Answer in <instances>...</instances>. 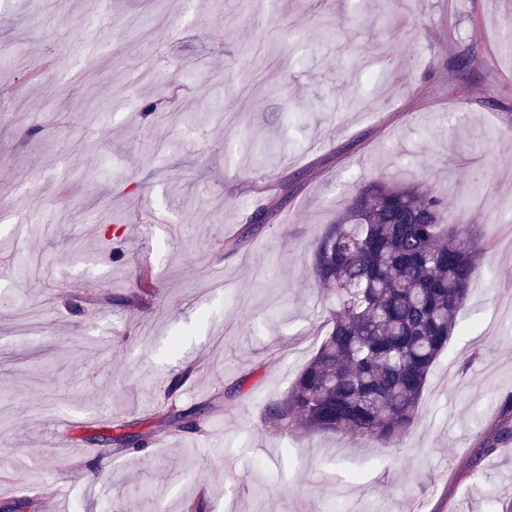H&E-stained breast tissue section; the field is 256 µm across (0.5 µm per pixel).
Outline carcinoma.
Returning <instances> with one entry per match:
<instances>
[{
  "label": "carcinoma",
  "instance_id": "1",
  "mask_svg": "<svg viewBox=\"0 0 512 512\" xmlns=\"http://www.w3.org/2000/svg\"><path fill=\"white\" fill-rule=\"evenodd\" d=\"M484 253L481 236L448 223L427 187L379 180L352 195L314 247L312 278L334 302L328 331L286 393L266 405L265 421L285 433L399 445ZM511 441L512 400L484 447Z\"/></svg>",
  "mask_w": 512,
  "mask_h": 512
}]
</instances>
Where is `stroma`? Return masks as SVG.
Listing matches in <instances>:
<instances>
[{"label":"stroma","instance_id":"1","mask_svg":"<svg viewBox=\"0 0 512 512\" xmlns=\"http://www.w3.org/2000/svg\"><path fill=\"white\" fill-rule=\"evenodd\" d=\"M511 36L512 0H0V512H512ZM380 179L487 246L396 451L264 420Z\"/></svg>","mask_w":512,"mask_h":512}]
</instances>
